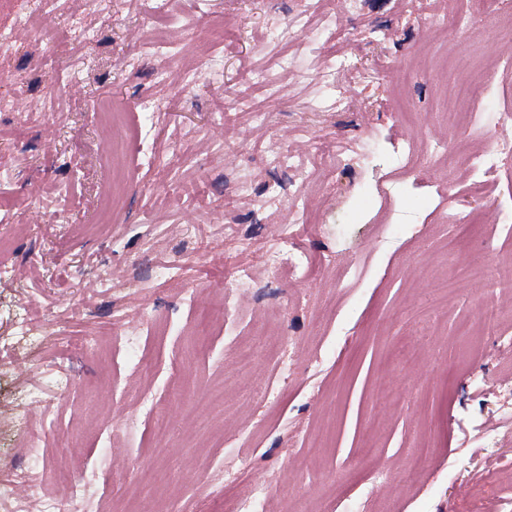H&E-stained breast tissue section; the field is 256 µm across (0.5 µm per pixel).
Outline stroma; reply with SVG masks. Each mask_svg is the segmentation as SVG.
<instances>
[{"mask_svg": "<svg viewBox=\"0 0 512 512\" xmlns=\"http://www.w3.org/2000/svg\"><path fill=\"white\" fill-rule=\"evenodd\" d=\"M155 3L0 0V480L37 471L58 512H224L256 483L267 512H320L330 491L339 512H471L477 485L483 512H512V322L479 325L474 277L512 258V159L479 193L442 159L505 142L512 0ZM473 54L484 121L463 133L448 63ZM299 219L305 264L272 276ZM236 267L250 288L208 320ZM259 334L284 354L239 375ZM37 390L53 401L31 416Z\"/></svg>", "mask_w": 512, "mask_h": 512, "instance_id": "stroma-1", "label": "stroma"}]
</instances>
